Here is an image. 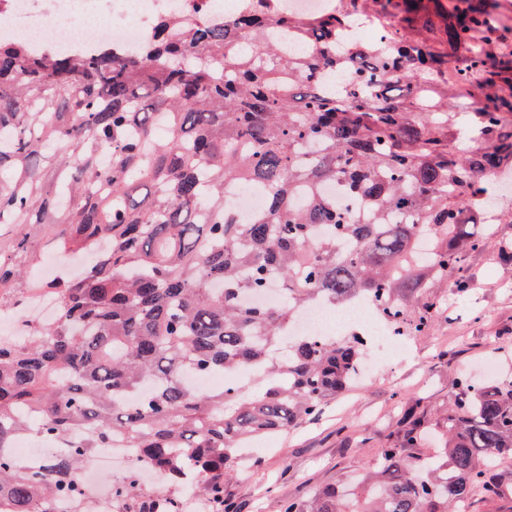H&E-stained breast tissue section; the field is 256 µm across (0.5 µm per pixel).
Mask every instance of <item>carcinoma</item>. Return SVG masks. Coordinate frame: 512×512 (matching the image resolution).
I'll return each instance as SVG.
<instances>
[{"label":"carcinoma","mask_w":512,"mask_h":512,"mask_svg":"<svg viewBox=\"0 0 512 512\" xmlns=\"http://www.w3.org/2000/svg\"><path fill=\"white\" fill-rule=\"evenodd\" d=\"M299 16L279 0H247L229 22L162 19L143 47L59 54L0 39V307L37 290L61 296L58 317L26 343L0 336V498L41 512L57 496L90 512L76 470L120 435L162 476L157 512L205 485L220 512L239 449L322 413L354 379L368 337L323 340L287 331L314 300L365 297L408 336L438 307L407 297L456 274L486 178L512 171V59L491 68L486 46L508 39L496 13L456 0L434 46L409 32L433 24L406 0H334ZM387 29L345 40L355 16ZM470 66L448 69L459 48ZM474 146L458 153L460 113ZM261 186L265 212L239 224L226 194ZM339 184L356 201L323 194ZM90 255L81 273L40 281L43 244ZM276 283V307L242 297ZM257 365L254 379L198 392L191 373ZM158 388L125 403L145 383ZM439 434L436 458L415 452ZM68 442L34 465L16 438ZM512 454V381L467 378L443 425L413 417L380 450L356 496L323 488L280 512H464L476 495L512 502L496 472ZM136 470L112 496L141 497Z\"/></svg>","instance_id":"carcinoma-1"}]
</instances>
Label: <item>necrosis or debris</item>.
I'll return each instance as SVG.
<instances>
[{
	"mask_svg": "<svg viewBox=\"0 0 512 512\" xmlns=\"http://www.w3.org/2000/svg\"><path fill=\"white\" fill-rule=\"evenodd\" d=\"M182 12L190 13L198 23L228 21L233 16L224 0H0V18L5 19L16 37L34 47H48L63 54L78 49L89 52L102 46L121 51L139 46L160 18ZM79 26L95 30V37L87 41L75 39L73 30ZM60 307L57 295L34 294L22 307L1 310L0 326L7 335L21 340L30 323L44 317L55 318ZM377 312L375 302L365 299L336 308L313 301L300 309L290 333L342 336L363 330L369 337L383 338L388 350H395L397 332L390 323L379 319ZM136 458L134 449L125 447L117 438L79 474L80 484L99 487L87 498L95 512L112 504L107 479L113 469L132 470Z\"/></svg>",
	"mask_w": 512,
	"mask_h": 512,
	"instance_id": "necrosis-or-debris-1",
	"label": "necrosis or debris"
}]
</instances>
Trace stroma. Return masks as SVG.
<instances>
[{"mask_svg": "<svg viewBox=\"0 0 512 512\" xmlns=\"http://www.w3.org/2000/svg\"><path fill=\"white\" fill-rule=\"evenodd\" d=\"M476 230L484 247L468 256V292L454 294V280L445 279L410 297L414 307L440 302L442 313L430 330L406 337L402 360H389L383 341L370 344L372 370L358 386L272 437L271 447L242 449L239 475L224 483L239 512H280L283 499L307 502L327 485L357 483L410 409L442 421L463 371L482 377L486 358L499 377L512 378V262L501 255L512 224Z\"/></svg>", "mask_w": 512, "mask_h": 512, "instance_id": "1", "label": "stroma"}]
</instances>
